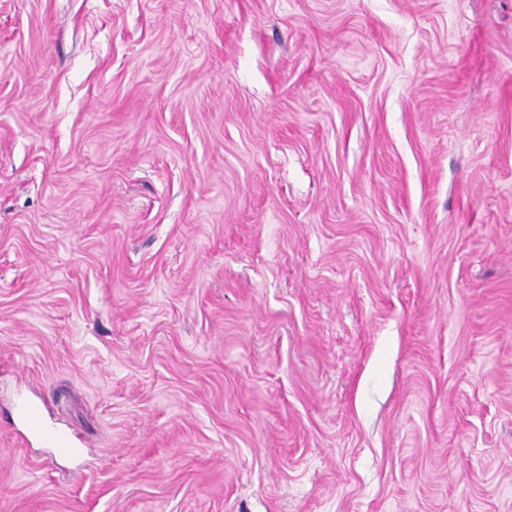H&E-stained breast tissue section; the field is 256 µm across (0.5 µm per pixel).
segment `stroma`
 Listing matches in <instances>:
<instances>
[{
    "mask_svg": "<svg viewBox=\"0 0 512 512\" xmlns=\"http://www.w3.org/2000/svg\"><path fill=\"white\" fill-rule=\"evenodd\" d=\"M0 512H512V0H0ZM21 414L29 429L48 440L59 453L69 454L74 450L73 443L67 436L46 430L43 427L41 413L37 406L27 403L23 404Z\"/></svg>",
    "mask_w": 512,
    "mask_h": 512,
    "instance_id": "1",
    "label": "stroma"
}]
</instances>
